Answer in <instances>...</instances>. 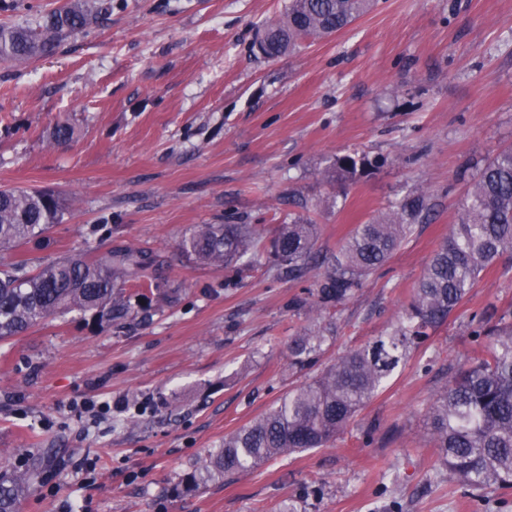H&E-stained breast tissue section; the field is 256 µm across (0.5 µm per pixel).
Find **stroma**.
Segmentation results:
<instances>
[{"label": "stroma", "instance_id": "35a3bbf8", "mask_svg": "<svg viewBox=\"0 0 512 512\" xmlns=\"http://www.w3.org/2000/svg\"><path fill=\"white\" fill-rule=\"evenodd\" d=\"M288 3L112 0L51 55L0 63V186L69 202L44 246L0 259L132 246L178 290L147 319L88 327L72 312L0 342V465L40 469L20 512H512V494L465 492L426 429L449 367L481 351L472 314L512 311L507 256L334 443L186 487L225 434L312 378L285 345L310 322L291 301L323 270L234 274L193 263L183 240L203 224L268 239L307 216L331 252L406 194L429 195L431 219L337 315L328 364L388 331L478 170L512 146V0H376L265 59L258 31ZM60 119L75 129L63 145L49 138ZM354 151L384 164L342 195L328 165ZM87 399L114 409L93 418L77 409Z\"/></svg>", "mask_w": 512, "mask_h": 512}]
</instances>
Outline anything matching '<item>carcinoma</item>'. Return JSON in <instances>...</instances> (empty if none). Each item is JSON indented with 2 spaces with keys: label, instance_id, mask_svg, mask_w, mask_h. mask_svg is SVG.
I'll list each match as a JSON object with an SVG mask.
<instances>
[{
  "label": "carcinoma",
  "instance_id": "1",
  "mask_svg": "<svg viewBox=\"0 0 512 512\" xmlns=\"http://www.w3.org/2000/svg\"><path fill=\"white\" fill-rule=\"evenodd\" d=\"M374 0H291L284 17L268 25L260 50L275 60L305 41L326 38L368 12ZM105 10L102 0H69L42 17L36 28L0 27V61L20 64L49 55L70 34ZM372 166L364 154L338 155L330 169L345 185ZM67 199L50 190L0 187V254L45 240L61 222ZM422 192H413L386 212L356 226L338 251L324 257L326 269L308 297L290 307L319 316L288 339V367L318 366L337 339L332 312L363 288L368 276L386 263L430 216ZM316 225L293 220L279 225L269 242L276 266L291 279L305 276L318 260ZM261 243L254 224H204L183 241L197 263L233 269L257 262ZM512 253V148L498 153L479 171L452 226L430 260L412 298L383 336L343 352L310 382L286 393L266 413L224 436V444L189 477V483L250 471L285 453L323 448L344 431L378 394L411 353L456 311L481 272ZM159 266L143 250L125 247L103 255L56 258L34 269L17 262L0 269V342L58 313L78 311L94 324H121L150 315L163 299L160 285L146 276ZM473 331L486 355L473 358L433 398L427 428L440 465L459 485L479 491L494 486L512 491V320L488 308ZM39 470H0V512H18Z\"/></svg>",
  "mask_w": 512,
  "mask_h": 512
}]
</instances>
